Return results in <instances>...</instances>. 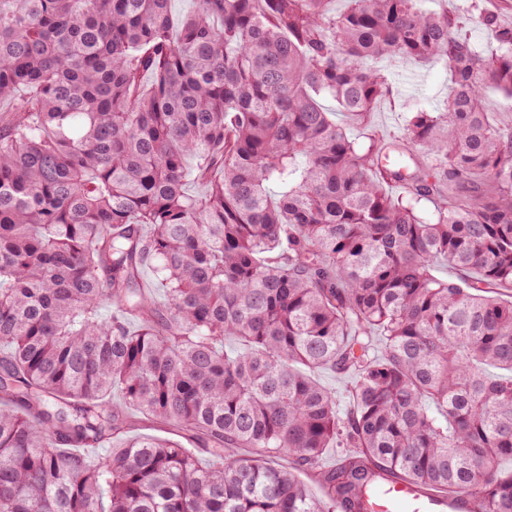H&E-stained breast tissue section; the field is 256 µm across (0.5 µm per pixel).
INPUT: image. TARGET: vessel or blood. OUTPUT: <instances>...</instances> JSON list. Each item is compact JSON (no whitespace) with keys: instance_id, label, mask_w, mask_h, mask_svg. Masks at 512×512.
I'll use <instances>...</instances> for the list:
<instances>
[{"instance_id":"vessel-or-blood-1","label":"vessel or blood","mask_w":512,"mask_h":512,"mask_svg":"<svg viewBox=\"0 0 512 512\" xmlns=\"http://www.w3.org/2000/svg\"><path fill=\"white\" fill-rule=\"evenodd\" d=\"M405 504L408 512H473V500L444 496L431 489L390 477L381 494L372 502V512H395L396 504Z\"/></svg>"}]
</instances>
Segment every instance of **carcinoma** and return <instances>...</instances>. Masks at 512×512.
Segmentation results:
<instances>
[{
    "instance_id": "cac0c4a2",
    "label": "carcinoma",
    "mask_w": 512,
    "mask_h": 512,
    "mask_svg": "<svg viewBox=\"0 0 512 512\" xmlns=\"http://www.w3.org/2000/svg\"><path fill=\"white\" fill-rule=\"evenodd\" d=\"M171 2L0 0V512H368L382 474L512 512V125L485 109L512 27L485 0ZM390 58L452 75L400 136L371 127ZM318 381L331 392L336 394L338 409L345 412L349 406L347 386L350 381L348 376L337 375L330 370H322L316 374ZM132 413H134V415H133L134 428H133L132 433L146 434V435H151V436H155V437L162 438V439L179 441L184 447L191 450L198 457L199 461L203 465L206 466L209 464L210 456L205 452L204 448H198V447L188 443L185 439L175 435L171 431L142 420L141 416L139 414H135L134 411Z\"/></svg>"
}]
</instances>
